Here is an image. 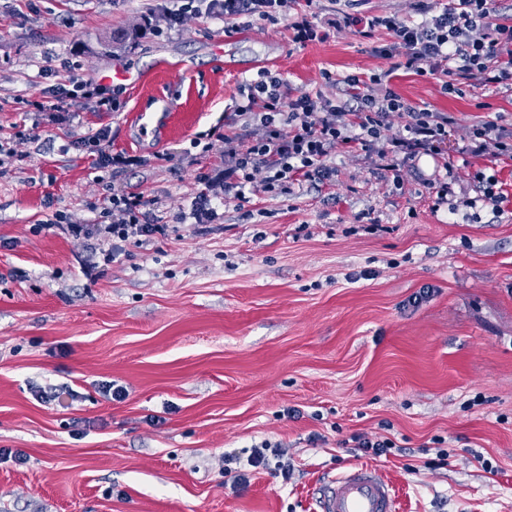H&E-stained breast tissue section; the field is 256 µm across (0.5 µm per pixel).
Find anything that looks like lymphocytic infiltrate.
Listing matches in <instances>:
<instances>
[{
    "label": "lymphocytic infiltrate",
    "instance_id": "lymphocytic-infiltrate-1",
    "mask_svg": "<svg viewBox=\"0 0 512 512\" xmlns=\"http://www.w3.org/2000/svg\"><path fill=\"white\" fill-rule=\"evenodd\" d=\"M289 0H207L205 11L231 21L259 17L271 22L286 15ZM420 22L410 23L395 14L365 18L362 34L372 37L386 30L390 44L381 47L387 57H401L405 69L417 75L446 77V90L461 80L477 79L486 85L512 87V25L494 24V0H455L452 7L434 12L428 0L413 5ZM389 73L362 81L343 79L342 98L336 100L293 91L273 77L241 86L245 105L230 116V134L224 135V177L206 178V187L191 200L189 219L205 228L218 217L217 206L227 200H244L256 175H263L267 190L294 195L298 182L331 180L336 170L329 161L336 152H370L373 142L391 118L401 121V131L391 138L405 160L437 155L448 138L447 115L410 105L388 87ZM112 221L108 224H65L72 238H94L116 256L120 243L143 244L164 235L166 227L151 200L140 193L113 195ZM225 464L263 468L274 477L288 478L291 464L281 448L262 442L246 460L225 456Z\"/></svg>",
    "mask_w": 512,
    "mask_h": 512
}]
</instances>
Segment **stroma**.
<instances>
[{
  "label": "stroma",
  "instance_id": "obj_1",
  "mask_svg": "<svg viewBox=\"0 0 512 512\" xmlns=\"http://www.w3.org/2000/svg\"><path fill=\"white\" fill-rule=\"evenodd\" d=\"M177 7L0 0V144L15 151L0 166V448L25 457L0 464V512H317L322 485L361 465L397 512H512V159L462 140L485 121L512 129V93L475 80L446 93L378 54L385 31L344 20H412L410 0H292L274 23L192 12L178 32L142 30L148 10ZM301 13L322 27L303 46L288 29ZM120 32L133 40L113 44ZM119 66L133 80L103 82ZM265 68L330 99L345 76L394 70L406 102L448 113L442 158L396 174L340 151L335 181L284 198L255 180L197 233L179 217L199 176L220 174L224 116ZM72 77L102 81L114 110H36ZM163 101L165 136L142 137L131 115ZM98 131L134 164L97 168L78 142ZM446 161L455 195L440 203L428 184ZM479 172L498 178L499 210L478 201ZM127 192L157 201L168 230L86 274L93 240L45 223H111ZM107 382L128 398L104 399ZM49 386L71 394L39 402ZM355 433L401 452L356 453ZM265 440L292 460L288 483L225 476L226 455Z\"/></svg>",
  "mask_w": 512,
  "mask_h": 512
}]
</instances>
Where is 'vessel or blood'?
<instances>
[{
  "label": "vessel or blood",
  "instance_id": "b4317fda",
  "mask_svg": "<svg viewBox=\"0 0 512 512\" xmlns=\"http://www.w3.org/2000/svg\"><path fill=\"white\" fill-rule=\"evenodd\" d=\"M317 506L319 512H395V498L379 471L361 466L328 480Z\"/></svg>",
  "mask_w": 512,
  "mask_h": 512
}]
</instances>
